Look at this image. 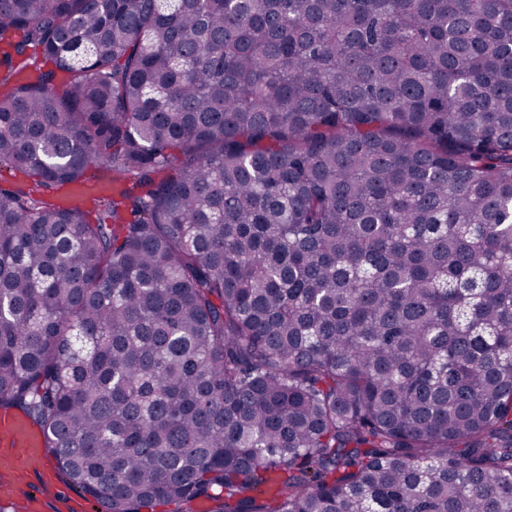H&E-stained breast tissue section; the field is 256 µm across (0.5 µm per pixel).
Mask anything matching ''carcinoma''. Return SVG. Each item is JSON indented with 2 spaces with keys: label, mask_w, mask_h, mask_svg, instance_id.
Segmentation results:
<instances>
[{
  "label": "carcinoma",
  "mask_w": 512,
  "mask_h": 512,
  "mask_svg": "<svg viewBox=\"0 0 512 512\" xmlns=\"http://www.w3.org/2000/svg\"><path fill=\"white\" fill-rule=\"evenodd\" d=\"M0 66V410L69 484L512 512V0H0Z\"/></svg>",
  "instance_id": "carcinoma-1"
}]
</instances>
